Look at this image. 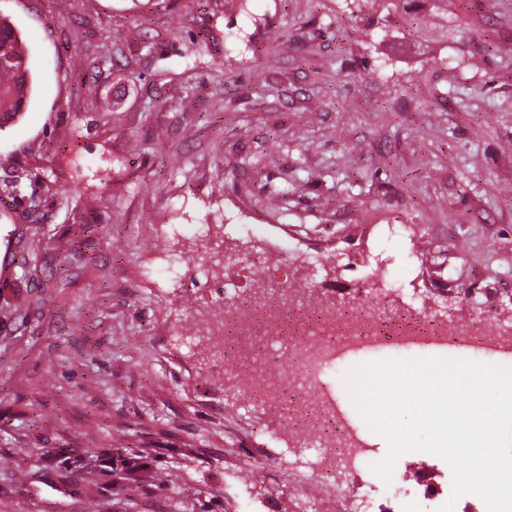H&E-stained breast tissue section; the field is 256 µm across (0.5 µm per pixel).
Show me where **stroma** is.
<instances>
[{"mask_svg":"<svg viewBox=\"0 0 512 512\" xmlns=\"http://www.w3.org/2000/svg\"><path fill=\"white\" fill-rule=\"evenodd\" d=\"M0 15L35 83L0 129V512L332 501L320 448L175 336L223 303L197 266L168 278L196 244L174 225L265 253L255 289L283 263L315 303L390 287L394 312L512 327V0H0ZM15 180L37 207L4 193ZM245 224L268 230L246 241ZM386 224L406 230L383 242ZM447 356L512 366V345L382 342L326 373L372 461L342 374Z\"/></svg>","mask_w":512,"mask_h":512,"instance_id":"stroma-1","label":"stroma"}]
</instances>
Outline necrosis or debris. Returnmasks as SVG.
Returning a JSON list of instances; mask_svg holds the SVG:
<instances>
[{
	"label": "necrosis or debris",
	"mask_w": 512,
	"mask_h": 512,
	"mask_svg": "<svg viewBox=\"0 0 512 512\" xmlns=\"http://www.w3.org/2000/svg\"><path fill=\"white\" fill-rule=\"evenodd\" d=\"M235 280L225 278L224 314L208 325L220 364H227L231 343L244 341L246 351L239 356L236 371L250 374L256 398L268 406L286 404L290 415L302 421L319 443L325 437V423L335 416L322 371L349 348L377 336H395L409 345L424 337L445 342L454 336L483 344L502 337L499 326L488 319L455 325L414 309L389 318L358 298L345 309L317 304L286 311L276 301H255L238 290ZM340 445V452L320 463L322 470L337 467L353 474L350 483L336 490V512H429L442 494L441 487L412 485L398 476L380 485L362 481L359 473L369 464L366 449L350 433Z\"/></svg>",
	"instance_id": "obj_1"
}]
</instances>
